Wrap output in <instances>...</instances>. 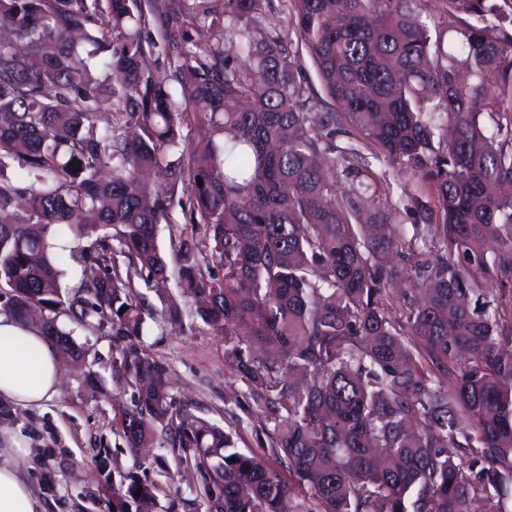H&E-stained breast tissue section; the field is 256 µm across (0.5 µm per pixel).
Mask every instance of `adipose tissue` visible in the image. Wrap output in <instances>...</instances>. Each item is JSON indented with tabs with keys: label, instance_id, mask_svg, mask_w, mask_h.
<instances>
[{
	"label": "adipose tissue",
	"instance_id": "1",
	"mask_svg": "<svg viewBox=\"0 0 512 512\" xmlns=\"http://www.w3.org/2000/svg\"><path fill=\"white\" fill-rule=\"evenodd\" d=\"M57 352L36 328L0 313V404L37 407L58 392ZM0 512H39L27 481L16 466L0 465Z\"/></svg>",
	"mask_w": 512,
	"mask_h": 512
}]
</instances>
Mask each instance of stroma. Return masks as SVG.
<instances>
[{
    "label": "stroma",
    "mask_w": 512,
    "mask_h": 512,
    "mask_svg": "<svg viewBox=\"0 0 512 512\" xmlns=\"http://www.w3.org/2000/svg\"><path fill=\"white\" fill-rule=\"evenodd\" d=\"M59 324L73 330L82 365L63 366L59 393L44 406L0 407V426L20 439L40 512H113L131 473L157 486L153 512H207L208 475L193 449L171 447L162 435L141 462L128 448L123 427L136 408L138 387L112 359L132 346L164 366L174 412L218 425L244 454L267 456L266 415L226 359L221 338L201 319L170 325L149 318L138 336L118 335L109 326L76 329L65 317Z\"/></svg>",
    "instance_id": "35a3bbf8"
}]
</instances>
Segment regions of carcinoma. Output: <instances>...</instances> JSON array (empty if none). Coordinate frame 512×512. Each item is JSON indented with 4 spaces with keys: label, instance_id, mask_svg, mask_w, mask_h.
I'll use <instances>...</instances> for the list:
<instances>
[{
    "label": "carcinoma",
    "instance_id": "obj_1",
    "mask_svg": "<svg viewBox=\"0 0 512 512\" xmlns=\"http://www.w3.org/2000/svg\"><path fill=\"white\" fill-rule=\"evenodd\" d=\"M280 2L288 33L264 25L273 0H0L8 313L77 360L59 318L137 335L134 275L202 299L191 313L224 338L291 482L221 427L174 422L148 354L116 367L150 379L131 452L159 425L199 449L209 512H512V0H439L433 25L426 0ZM159 45L168 76L142 65ZM179 187L198 236L172 270L157 233ZM61 234L94 240L83 296L61 287ZM117 497L152 512L155 487Z\"/></svg>",
    "mask_w": 512,
    "mask_h": 512
}]
</instances>
